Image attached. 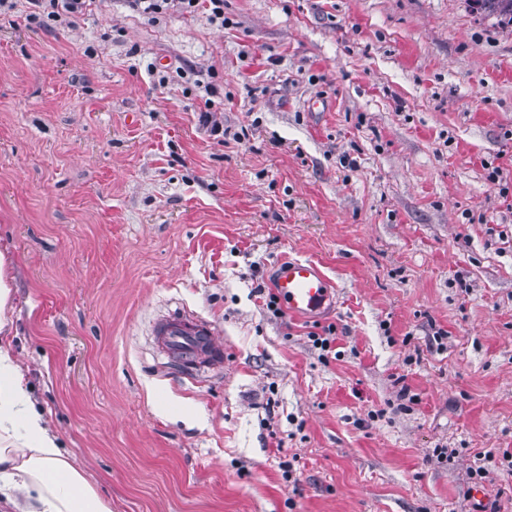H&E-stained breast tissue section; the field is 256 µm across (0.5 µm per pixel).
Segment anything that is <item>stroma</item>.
Wrapping results in <instances>:
<instances>
[{
	"label": "stroma",
	"mask_w": 512,
	"mask_h": 512,
	"mask_svg": "<svg viewBox=\"0 0 512 512\" xmlns=\"http://www.w3.org/2000/svg\"><path fill=\"white\" fill-rule=\"evenodd\" d=\"M34 11H0L6 342L112 512H512L511 463L469 472L512 448V209L487 178L512 185V23L467 0ZM287 255L332 280L324 321L267 309ZM179 305L227 353L194 383L154 350Z\"/></svg>",
	"instance_id": "obj_1"
}]
</instances>
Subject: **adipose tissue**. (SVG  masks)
<instances>
[{
    "instance_id": "1",
    "label": "adipose tissue",
    "mask_w": 512,
    "mask_h": 512,
    "mask_svg": "<svg viewBox=\"0 0 512 512\" xmlns=\"http://www.w3.org/2000/svg\"><path fill=\"white\" fill-rule=\"evenodd\" d=\"M0 496L15 512H112L64 454L15 359L1 348Z\"/></svg>"
}]
</instances>
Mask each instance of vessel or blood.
<instances>
[{
  "label": "vessel or blood",
  "instance_id": "vessel-or-blood-1",
  "mask_svg": "<svg viewBox=\"0 0 512 512\" xmlns=\"http://www.w3.org/2000/svg\"><path fill=\"white\" fill-rule=\"evenodd\" d=\"M273 288L288 314L312 319L335 304L331 283L313 261L297 257L281 259L275 269ZM158 352L181 366L183 377L222 368L224 348L216 327L198 313L181 308L162 317L155 325Z\"/></svg>",
  "mask_w": 512,
  "mask_h": 512
}]
</instances>
